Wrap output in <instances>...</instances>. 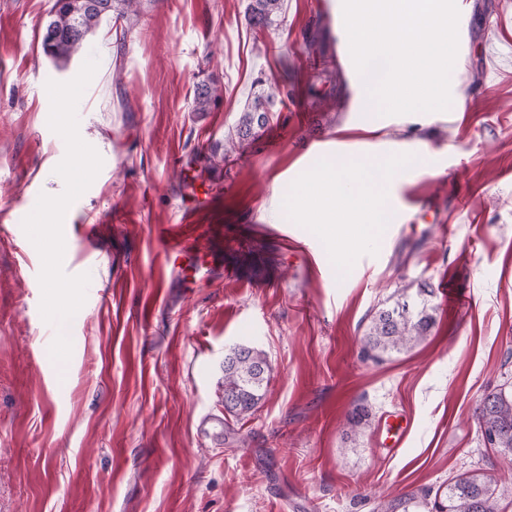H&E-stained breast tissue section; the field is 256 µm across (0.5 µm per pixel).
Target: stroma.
Here are the masks:
<instances>
[{"label":"stroma","instance_id":"stroma-1","mask_svg":"<svg viewBox=\"0 0 512 512\" xmlns=\"http://www.w3.org/2000/svg\"><path fill=\"white\" fill-rule=\"evenodd\" d=\"M462 2L451 83L463 100L380 115L342 0H283L265 31L249 0H142L61 69L40 47L50 0H0V512H374L378 498L483 473L501 476L512 512V460L473 418L485 391L512 389V0ZM285 66L279 119L210 166L256 81ZM209 74L224 97L198 114ZM416 151L433 168L403 176L383 198L389 224L350 243L291 206L337 163ZM178 155L214 195L184 234L224 227L223 269L193 289L156 235L179 222ZM405 194L417 204L401 218ZM425 284L431 336L362 360L373 313ZM236 344L273 372L229 436ZM391 414L409 428L394 452Z\"/></svg>","mask_w":512,"mask_h":512}]
</instances>
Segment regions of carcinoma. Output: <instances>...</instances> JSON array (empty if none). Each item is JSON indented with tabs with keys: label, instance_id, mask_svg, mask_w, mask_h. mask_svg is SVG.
Instances as JSON below:
<instances>
[{
	"label": "carcinoma",
	"instance_id": "1",
	"mask_svg": "<svg viewBox=\"0 0 512 512\" xmlns=\"http://www.w3.org/2000/svg\"><path fill=\"white\" fill-rule=\"evenodd\" d=\"M105 9L92 8L88 0H53L44 23L40 24L43 54L57 66L68 65L79 54L90 34L101 21L112 15L120 18L138 15L140 0H107ZM281 0H249L247 20L258 29L266 30L278 24ZM288 69L279 80L254 94L236 126V135L243 139L267 127L270 114L278 110L282 95L289 94ZM223 95V86L210 76L194 90L193 111L203 113ZM396 300L378 309L362 337L361 356L381 362L392 353H400L423 342L436 325L437 307L431 304L432 292L419 289L408 294L402 288L395 292ZM224 413L236 419L254 414L263 399L271 365L265 354L247 345H235L224 355ZM369 415L366 407H357L348 414L345 426L359 433ZM484 442L505 457H512V390L495 388L486 391L474 412ZM498 480L493 474L460 476L446 488L431 493L404 494L377 505V512H500Z\"/></svg>",
	"mask_w": 512,
	"mask_h": 512
}]
</instances>
